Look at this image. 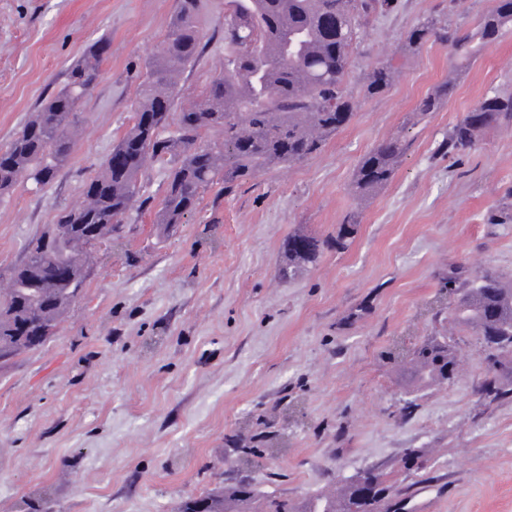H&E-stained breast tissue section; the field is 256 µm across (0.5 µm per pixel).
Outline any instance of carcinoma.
<instances>
[{
  "mask_svg": "<svg viewBox=\"0 0 512 512\" xmlns=\"http://www.w3.org/2000/svg\"><path fill=\"white\" fill-rule=\"evenodd\" d=\"M203 0H178L162 47L150 58L140 83L132 124L112 145V152L84 190L83 202L59 213L53 224L32 238L21 263L11 272L13 295L0 296V361L32 349L17 334L19 323L50 336L80 298L90 275L95 249L117 239L128 212L143 188L148 159L170 163L168 183L153 223L168 231L197 208L214 183L253 178L277 165H290L319 154L326 142L353 117L356 103L343 84L353 44L362 22L386 6V0H225L224 43L231 51L224 74L197 95L194 104H178L181 79L206 46L199 27ZM512 27V0H496L473 32L448 37L460 63L475 59L481 45ZM441 30L431 20L415 26L395 53L364 79L365 93L390 86L403 63ZM109 43L89 44L69 67L65 80L41 99L12 139L0 147V197L21 182L53 183L68 163L80 128L84 104L107 59ZM456 72L436 86L416 109L423 118L450 97ZM494 126H512V92L493 90L448 134V150L464 152ZM210 132L222 140L200 144ZM406 149L399 138L374 148L359 163L354 186L368 195L391 179ZM322 242L301 231L285 247L280 274L295 280L316 262ZM449 306L450 317L463 330L480 337L488 349L492 377L485 395L493 402L512 394L499 373L512 360L494 349L512 345V278L486 271L461 282ZM413 384H441L450 379L453 345L446 336H431L394 355ZM363 472L346 482L338 496L319 495L302 504L286 499L220 492L203 498L204 510L229 512L249 504L253 512H375L386 491L378 481L372 496L357 495L369 478Z\"/></svg>",
  "mask_w": 512,
  "mask_h": 512,
  "instance_id": "obj_1",
  "label": "carcinoma"
}]
</instances>
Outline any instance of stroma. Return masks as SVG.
I'll return each instance as SVG.
<instances>
[{"instance_id":"1","label":"stroma","mask_w":512,"mask_h":512,"mask_svg":"<svg viewBox=\"0 0 512 512\" xmlns=\"http://www.w3.org/2000/svg\"><path fill=\"white\" fill-rule=\"evenodd\" d=\"M361 27L345 81L359 107L318 155L215 184L170 233L153 222L168 164L149 162L123 239L101 247L82 296L43 345L0 363V512H181L232 478L301 503L383 466L390 512H512V397L487 404V352L444 307L449 278L512 275V128L465 152L449 131L493 88L512 89V30L458 65L429 38L383 93L363 78L417 23L474 30L496 0H389ZM177 0H0V145L87 45L110 42L69 165L0 200V279L28 241L83 198L131 125L144 62ZM183 76L190 105L224 72V0ZM457 69L442 107L416 108ZM399 137L391 180L354 192L361 159ZM360 222L345 245V217ZM324 240L299 279L278 270L289 234ZM454 341L464 366L413 387L395 344ZM413 408H405V400ZM257 449L251 465L237 450Z\"/></svg>"}]
</instances>
